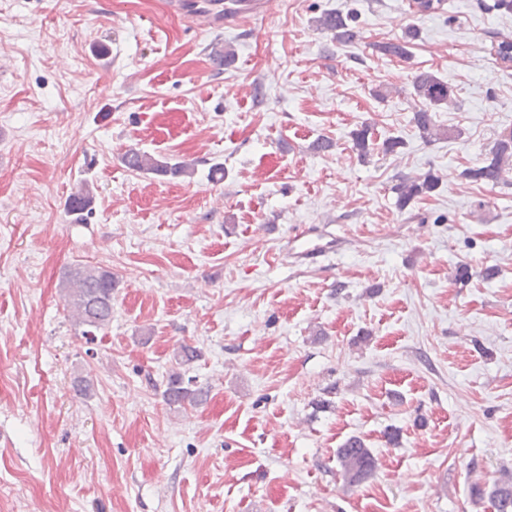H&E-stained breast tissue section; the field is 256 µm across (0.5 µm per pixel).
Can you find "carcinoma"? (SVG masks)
Here are the masks:
<instances>
[{
  "instance_id": "carcinoma-1",
  "label": "carcinoma",
  "mask_w": 512,
  "mask_h": 512,
  "mask_svg": "<svg viewBox=\"0 0 512 512\" xmlns=\"http://www.w3.org/2000/svg\"><path fill=\"white\" fill-rule=\"evenodd\" d=\"M316 29L329 37L338 46H347L360 38L353 14L341 10L327 11L315 19ZM419 36L417 28L409 27L404 35L396 40L377 45V50L389 57L409 59L410 46ZM416 105L413 122L423 139L431 141L440 136L441 127L436 124V112L453 104L452 90L446 82L429 71H421L412 80ZM353 148L366 159L380 149L385 154H396L403 141L389 136L377 142L374 129L365 124L351 134ZM124 165L133 171L156 176L178 177L185 173L188 165L182 162L171 163L160 160L151 154L136 149L128 150L122 156ZM463 176L472 183L492 185H512V129L499 134L483 161L464 170ZM440 184L434 173L422 177L402 176L392 186L396 195L397 207L405 209L413 202L429 196ZM93 193L87 184H82L72 193L68 212L73 221L81 223L84 214L90 210ZM116 281L112 271L100 266L74 263L64 272L60 281V292L68 316L76 325L84 327L82 335L93 336L112 323V294ZM204 391L192 386V380H184L179 374H172L166 384L164 397L171 405L198 404ZM336 460L344 480L358 484L374 476L378 469V458L366 448L364 441L353 436L342 447L336 449ZM472 496L478 500L489 499L497 512H512V478L503 477L492 484L472 486Z\"/></svg>"
}]
</instances>
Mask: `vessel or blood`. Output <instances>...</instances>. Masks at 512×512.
<instances>
[{
  "instance_id": "1",
  "label": "vessel or blood",
  "mask_w": 512,
  "mask_h": 512,
  "mask_svg": "<svg viewBox=\"0 0 512 512\" xmlns=\"http://www.w3.org/2000/svg\"><path fill=\"white\" fill-rule=\"evenodd\" d=\"M169 6L188 15L198 29L218 31L223 29L225 20L263 16L272 3L271 0H170Z\"/></svg>"
}]
</instances>
